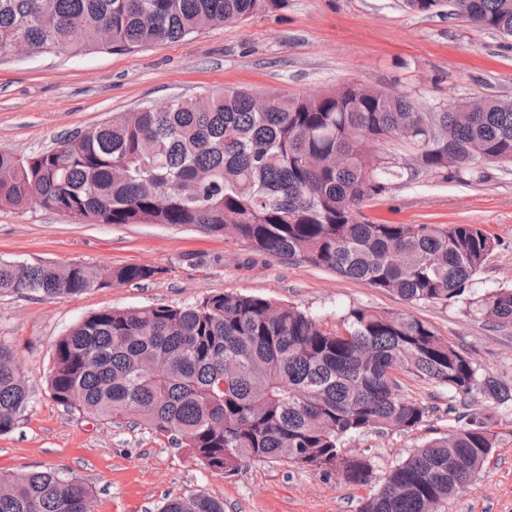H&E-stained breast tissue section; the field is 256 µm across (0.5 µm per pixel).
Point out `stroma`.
Segmentation results:
<instances>
[{
    "mask_svg": "<svg viewBox=\"0 0 512 512\" xmlns=\"http://www.w3.org/2000/svg\"><path fill=\"white\" fill-rule=\"evenodd\" d=\"M359 81L410 93L421 111L476 98H512V39L449 14H421L404 0H283L241 23L128 51L90 50L0 58V147L21 156L45 151L73 130L138 108L249 86L309 96ZM376 224H477L498 245L475 276L481 296L512 286V166L480 161L462 180L423 172L362 203ZM206 259L190 265L188 256ZM0 259L91 267L140 264L152 280L113 284L77 297L0 295V343L12 348L31 401L0 435V471L55 469L95 493L93 512H159L167 497L203 493L224 512H360L386 473L412 449L456 426L459 402L445 389L398 374L399 392L428 410L414 431L347 437L345 449L369 458L366 485L283 462L253 461L217 475L152 433L94 423L57 406L48 389L57 340L102 309L188 306L216 294L291 305L339 331L352 307L411 313L461 348L480 373L512 386V327L451 303L408 305L398 296L305 262L252 251L244 240L212 238L160 224H76L31 204L0 208ZM471 411L491 416L499 435L487 467L439 512H512V411L494 410L482 391Z\"/></svg>",
    "mask_w": 512,
    "mask_h": 512,
    "instance_id": "1",
    "label": "stroma"
}]
</instances>
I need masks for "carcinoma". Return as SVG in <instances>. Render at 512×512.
I'll return each instance as SVG.
<instances>
[{
  "instance_id": "obj_1",
  "label": "carcinoma",
  "mask_w": 512,
  "mask_h": 512,
  "mask_svg": "<svg viewBox=\"0 0 512 512\" xmlns=\"http://www.w3.org/2000/svg\"><path fill=\"white\" fill-rule=\"evenodd\" d=\"M279 0H0V52L124 51L173 42L244 21ZM475 26L512 36V0H452ZM105 28L111 42L99 41ZM416 171L457 178L477 159H512V99L418 110L350 83L314 97L226 88L145 106L71 132L21 157L0 149V208L30 204L98 224L192 226L231 234L256 252L306 262L409 304L461 303L512 326V288L475 298L473 278L496 248L478 224H374L351 211L403 177L395 157L365 152L362 139H401ZM158 274L151 266L92 268L0 260V295L66 299ZM336 333L310 314L260 297L218 294L189 306L107 309L82 319L55 345L52 400L116 426L132 424L186 448L210 471L280 461L371 481V462L342 448L369 431L411 432L427 409L403 397L408 373L466 402L474 389L512 408V388L478 373L470 358L408 313L352 307ZM30 403L16 357L0 343V435ZM497 446L491 418L411 451L361 512H428L457 497ZM94 490L55 471L0 472V512H92ZM160 512H224L204 494L166 499Z\"/></svg>"
}]
</instances>
